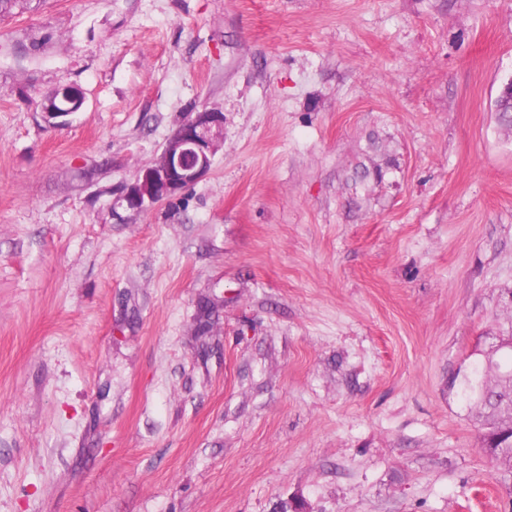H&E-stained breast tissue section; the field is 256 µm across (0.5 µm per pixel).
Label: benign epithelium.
<instances>
[{
    "mask_svg": "<svg viewBox=\"0 0 512 512\" xmlns=\"http://www.w3.org/2000/svg\"><path fill=\"white\" fill-rule=\"evenodd\" d=\"M496 109L512 112V78L495 99ZM224 113L202 110L183 123L137 181L119 189L116 203L132 212L170 198L197 181L223 145Z\"/></svg>",
    "mask_w": 512,
    "mask_h": 512,
    "instance_id": "1",
    "label": "benign epithelium"
}]
</instances>
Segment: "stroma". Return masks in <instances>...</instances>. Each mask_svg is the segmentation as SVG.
Wrapping results in <instances>:
<instances>
[{
	"label": "stroma",
	"instance_id": "35a3bbf8",
	"mask_svg": "<svg viewBox=\"0 0 512 512\" xmlns=\"http://www.w3.org/2000/svg\"><path fill=\"white\" fill-rule=\"evenodd\" d=\"M511 78L512 0L0 21V512H512L458 395L512 316ZM211 108L209 171L114 207ZM494 104L498 110L512 112V78L502 85ZM508 112H495L496 121L499 124L510 126L511 118ZM54 98L62 103H64L67 107H69V112H43V118L49 124H57V119L67 117L72 114V112H79L83 106V97L82 95L75 89L72 88H63L55 91Z\"/></svg>",
	"mask_w": 512,
	"mask_h": 512
}]
</instances>
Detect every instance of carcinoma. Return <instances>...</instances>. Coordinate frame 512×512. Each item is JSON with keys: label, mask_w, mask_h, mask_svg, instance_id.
I'll return each mask as SVG.
<instances>
[{"label": "carcinoma", "mask_w": 512, "mask_h": 512, "mask_svg": "<svg viewBox=\"0 0 512 512\" xmlns=\"http://www.w3.org/2000/svg\"><path fill=\"white\" fill-rule=\"evenodd\" d=\"M45 0H0V20L34 12ZM54 98L69 111L82 109V95L75 89L55 91ZM462 398L475 409L485 432L484 449L496 463L495 479L512 487V355L493 344L474 360L461 385Z\"/></svg>", "instance_id": "carcinoma-1"}]
</instances>
